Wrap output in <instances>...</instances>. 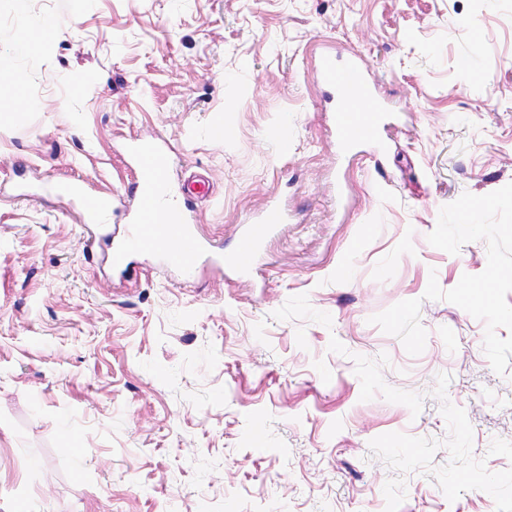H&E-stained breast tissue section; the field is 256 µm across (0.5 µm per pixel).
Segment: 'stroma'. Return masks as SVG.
I'll return each instance as SVG.
<instances>
[{
	"label": "stroma",
	"mask_w": 512,
	"mask_h": 512,
	"mask_svg": "<svg viewBox=\"0 0 512 512\" xmlns=\"http://www.w3.org/2000/svg\"><path fill=\"white\" fill-rule=\"evenodd\" d=\"M46 16L0 73V512H512V367L424 297L487 265L441 208L512 182V0H0V56ZM327 56L380 142L340 141ZM142 138L219 251L287 213L252 275L112 272L81 199L121 228ZM408 299L415 357L369 323ZM53 21L47 18L27 20L14 44L16 55H25L35 50L48 37Z\"/></svg>",
	"instance_id": "obj_1"
}]
</instances>
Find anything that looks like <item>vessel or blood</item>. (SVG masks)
I'll list each match as a JSON object with an SVG mask.
<instances>
[{
    "instance_id": "vessel-or-blood-1",
    "label": "vessel or blood",
    "mask_w": 512,
    "mask_h": 512,
    "mask_svg": "<svg viewBox=\"0 0 512 512\" xmlns=\"http://www.w3.org/2000/svg\"><path fill=\"white\" fill-rule=\"evenodd\" d=\"M324 82L336 88L339 103L336 107V130L341 138L357 135L371 136L377 131L378 108L372 98L362 67L356 63L336 66L324 60L320 67ZM359 98L366 105L365 112L354 114L351 98ZM135 158L139 177L134 188L135 210L126 236L112 248V265L121 272H129L132 254L157 255L163 263L186 272L194 271L205 257H213L216 264L240 272L253 271L258 254L276 225L284 223L287 215L278 208L269 209L254 223L245 225L240 248L230 254L211 255L209 240L197 225L188 222L185 211L191 198L208 196L211 186L207 179L193 177L185 181V200L170 203L166 189L169 186L172 161L170 156L151 142L136 145ZM172 207L174 221L168 224L153 222V215L165 207Z\"/></svg>"
}]
</instances>
